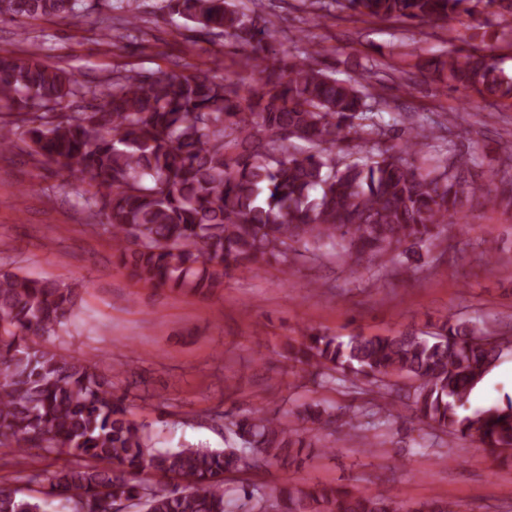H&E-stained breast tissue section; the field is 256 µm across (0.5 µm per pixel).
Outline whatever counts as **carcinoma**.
<instances>
[{
  "instance_id": "carcinoma-1",
  "label": "carcinoma",
  "mask_w": 512,
  "mask_h": 512,
  "mask_svg": "<svg viewBox=\"0 0 512 512\" xmlns=\"http://www.w3.org/2000/svg\"><path fill=\"white\" fill-rule=\"evenodd\" d=\"M83 0H0V22L74 20ZM467 0H333L373 22H446ZM196 30L245 50L252 80L212 69L117 76L89 90L83 112L57 111L83 89L72 70L29 49L0 54V152L22 142L55 166L60 187L79 181L92 217L104 216L120 265L155 288L205 295L237 271L288 264L303 251L338 250L356 265L433 244L475 194L465 161L425 169L415 163L437 121L393 141L377 112L383 95L318 66L317 51H278L269 20L235 0H167ZM446 86L512 101L489 48L448 51L428 63ZM75 285L0 270V460L27 455L60 465L29 482L40 495L0 488V512H229L224 479L242 470L297 463L303 450L334 446L323 432L374 447L368 432L395 398L409 402L419 429L468 439L512 464V402L472 408L471 395L512 338L444 316L424 335L307 331L289 359L323 381L364 379L373 408L306 404L292 427L261 408L217 413L224 447L151 446L146 425L112 391L97 364L44 342L58 335L76 301ZM149 469L157 480L139 474ZM249 512H403L404 504L336 484H285L268 495L242 485ZM409 512H455L432 500Z\"/></svg>"
}]
</instances>
